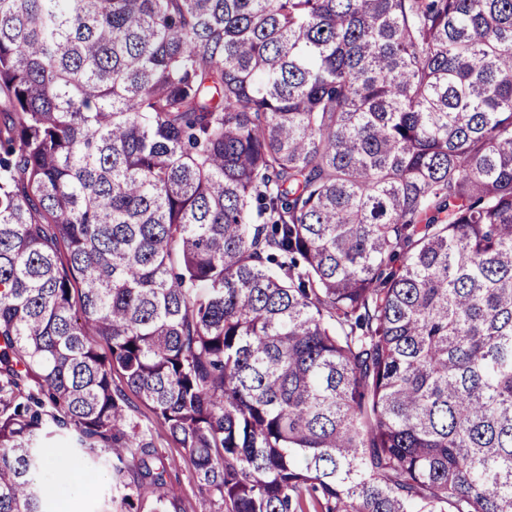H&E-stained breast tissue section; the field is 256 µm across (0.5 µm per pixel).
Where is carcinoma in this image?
I'll list each match as a JSON object with an SVG mask.
<instances>
[{
    "label": "carcinoma",
    "instance_id": "obj_1",
    "mask_svg": "<svg viewBox=\"0 0 512 512\" xmlns=\"http://www.w3.org/2000/svg\"><path fill=\"white\" fill-rule=\"evenodd\" d=\"M0 98V512H141L129 391L224 512H512V0H0ZM73 482L70 488L61 490L60 498H53V512H119L112 503V487L103 468L76 471Z\"/></svg>",
    "mask_w": 512,
    "mask_h": 512
}]
</instances>
